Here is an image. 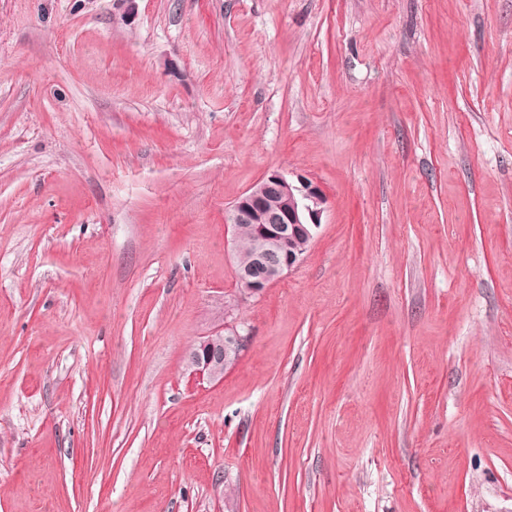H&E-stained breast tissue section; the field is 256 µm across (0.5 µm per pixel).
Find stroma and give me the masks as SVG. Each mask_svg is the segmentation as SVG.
<instances>
[{"mask_svg": "<svg viewBox=\"0 0 512 512\" xmlns=\"http://www.w3.org/2000/svg\"><path fill=\"white\" fill-rule=\"evenodd\" d=\"M0 512H512V0H0ZM268 205L276 208H268ZM327 203L321 187L302 175L296 181L278 171L265 173L231 205L225 216L227 234L241 251L238 262L250 260V232L242 224H253L252 259L235 268L237 281L249 296H260L267 288L300 265L305 256L295 250L298 240L312 242L321 227ZM240 285V286H241ZM244 341L245 336L224 334L222 329L202 336L186 354L187 367L202 380L220 381L228 366L238 361Z\"/></svg>", "mask_w": 512, "mask_h": 512, "instance_id": "obj_1", "label": "stroma"}]
</instances>
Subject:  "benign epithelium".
<instances>
[{"label": "benign epithelium", "mask_w": 512, "mask_h": 512, "mask_svg": "<svg viewBox=\"0 0 512 512\" xmlns=\"http://www.w3.org/2000/svg\"><path fill=\"white\" fill-rule=\"evenodd\" d=\"M271 196L281 198L278 207H267ZM326 203L317 183L302 175L291 181L278 170L265 173L235 200L225 216L231 240L238 242L242 225L254 227L252 259L235 269L245 294L262 295L303 262L304 255L293 244L316 238ZM244 341L238 333L221 329L202 336L186 354L187 367L203 380L220 381L228 366L238 361Z\"/></svg>", "instance_id": "obj_1"}]
</instances>
